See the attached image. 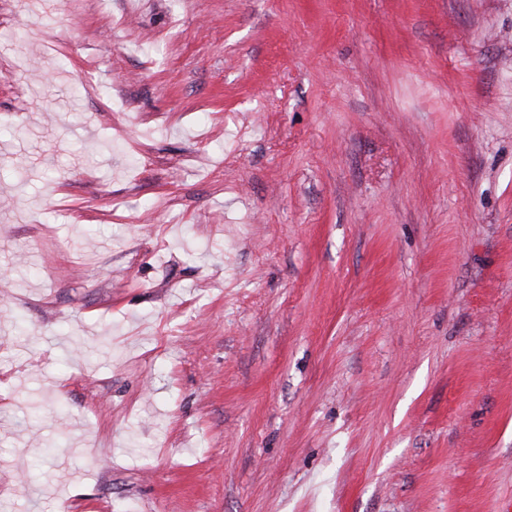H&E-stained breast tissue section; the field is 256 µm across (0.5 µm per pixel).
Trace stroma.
<instances>
[{"instance_id": "stroma-1", "label": "stroma", "mask_w": 512, "mask_h": 512, "mask_svg": "<svg viewBox=\"0 0 512 512\" xmlns=\"http://www.w3.org/2000/svg\"><path fill=\"white\" fill-rule=\"evenodd\" d=\"M0 512H512V0H0Z\"/></svg>"}]
</instances>
